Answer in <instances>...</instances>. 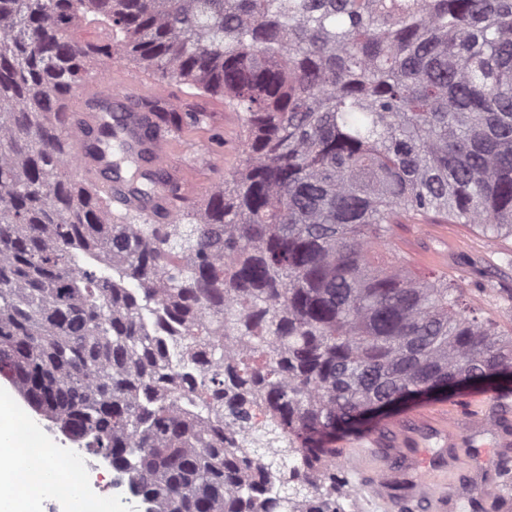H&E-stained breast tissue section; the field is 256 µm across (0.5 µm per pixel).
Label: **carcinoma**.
<instances>
[{
    "instance_id": "carcinoma-1",
    "label": "carcinoma",
    "mask_w": 512,
    "mask_h": 512,
    "mask_svg": "<svg viewBox=\"0 0 512 512\" xmlns=\"http://www.w3.org/2000/svg\"><path fill=\"white\" fill-rule=\"evenodd\" d=\"M93 54L242 113L202 207L146 150L199 114L70 138ZM115 149L119 213L73 161ZM448 223L512 236V0H0V379L146 512H345L366 411L512 373V332L397 265Z\"/></svg>"
}]
</instances>
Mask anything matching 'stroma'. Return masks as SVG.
<instances>
[{
  "mask_svg": "<svg viewBox=\"0 0 512 512\" xmlns=\"http://www.w3.org/2000/svg\"><path fill=\"white\" fill-rule=\"evenodd\" d=\"M98 72L123 77L126 85L140 89L142 104L173 105L184 112L207 113V121L188 122L168 136L174 152L170 167L187 176L204 199L214 184L220 183L240 166L242 160V121L222 98L192 96L185 85L163 81L131 59H113L101 64ZM394 247L413 268L426 273L435 271L448 280L461 283L472 308L483 316L512 328V237L495 240L468 224H405L397 228ZM13 480L23 485L24 494L0 491V503L22 512L26 500H36L40 512L59 506L70 512L71 499L57 500L45 482L35 478L24 466H16Z\"/></svg>",
  "mask_w": 512,
  "mask_h": 512,
  "instance_id": "1",
  "label": "stroma"
}]
</instances>
